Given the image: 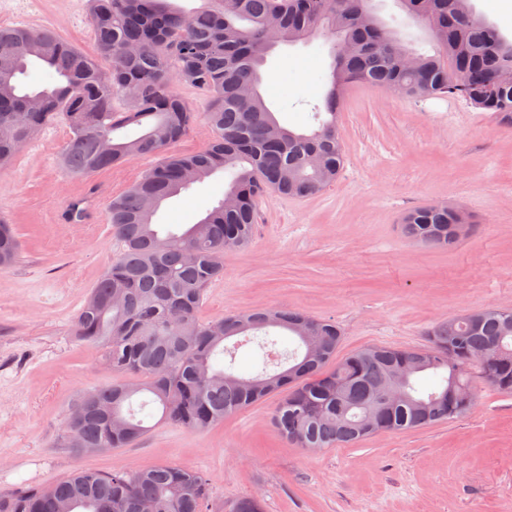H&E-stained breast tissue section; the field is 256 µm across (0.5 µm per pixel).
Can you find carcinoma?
Wrapping results in <instances>:
<instances>
[{"mask_svg": "<svg viewBox=\"0 0 512 512\" xmlns=\"http://www.w3.org/2000/svg\"><path fill=\"white\" fill-rule=\"evenodd\" d=\"M215 7L186 16L169 0H94L90 23L97 45L90 57L56 32L0 27V165L57 119L71 132L64 156L75 176H91L126 159L160 161L125 195L112 200V230L123 252L93 288L75 320V336L104 351L128 380L81 397L82 417L67 433L84 452L125 448L143 436L159 405L162 418L204 431L264 398L282 395L272 415L278 433L302 448L353 446L377 433H398L456 419L468 412L481 382L512 394V309L485 308L455 316L426 332L420 348L367 346L335 361V323L299 310H259L203 323V292L222 272L224 252L252 240L255 202L268 191L307 197L336 182L345 163L336 110L355 83L409 98H460L476 109L512 117V38L476 15L471 0H402L407 11L434 21L432 55L410 51L378 20L373 0H209ZM280 18L279 42L334 37L328 118L297 133L279 124L259 93V67L272 47L269 17ZM37 64L41 88L20 76ZM202 91L213 142L192 154L171 148L197 114L172 75ZM217 172L227 174L224 197L181 234L159 235L153 218L166 200ZM456 211L428 206L406 217L405 232L430 246H451ZM13 225L0 221V270L15 260ZM285 330L298 349L288 366L270 360L269 329ZM248 336L264 351L261 371L238 372L226 341ZM405 398L383 399L399 372ZM429 375L434 384L420 379ZM209 483L198 472L162 464L134 473L77 471L52 485L0 494V512H204ZM230 512H263L260 498L236 500Z\"/></svg>", "mask_w": 512, "mask_h": 512, "instance_id": "obj_1", "label": "carcinoma"}]
</instances>
